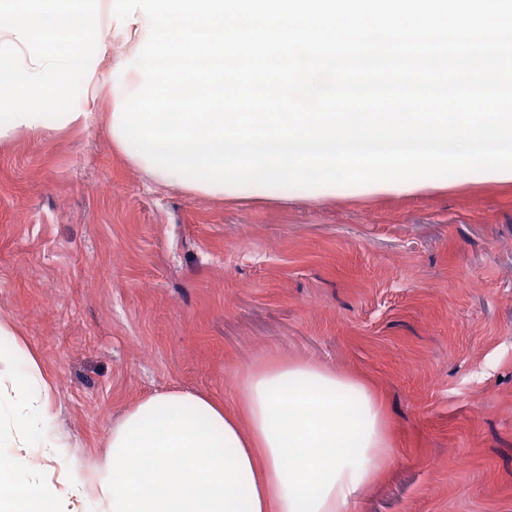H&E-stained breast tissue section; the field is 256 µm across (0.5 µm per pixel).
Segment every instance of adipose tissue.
<instances>
[{
    "label": "adipose tissue",
    "instance_id": "obj_1",
    "mask_svg": "<svg viewBox=\"0 0 512 512\" xmlns=\"http://www.w3.org/2000/svg\"><path fill=\"white\" fill-rule=\"evenodd\" d=\"M53 390L0 318V512H349L397 460L384 407L319 360H269L239 378V407L150 395L112 427L90 492L52 428Z\"/></svg>",
    "mask_w": 512,
    "mask_h": 512
}]
</instances>
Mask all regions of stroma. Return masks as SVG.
I'll return each mask as SVG.
<instances>
[{
  "label": "stroma",
  "instance_id": "stroma-1",
  "mask_svg": "<svg viewBox=\"0 0 512 512\" xmlns=\"http://www.w3.org/2000/svg\"><path fill=\"white\" fill-rule=\"evenodd\" d=\"M74 109L0 140V315L87 484L145 396L231 406L248 368L315 358L374 386L399 453L351 512H512V184L229 201L134 166L111 97Z\"/></svg>",
  "mask_w": 512,
  "mask_h": 512
}]
</instances>
